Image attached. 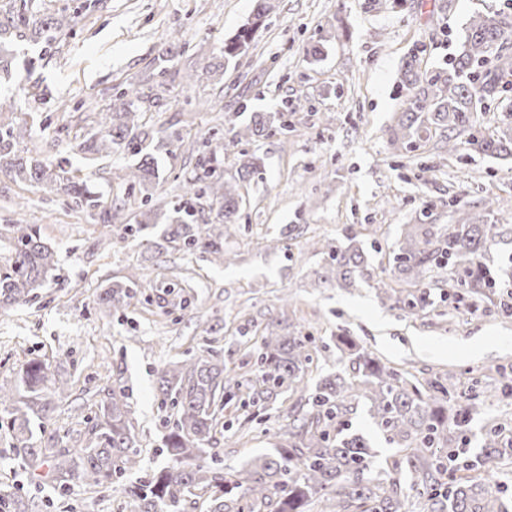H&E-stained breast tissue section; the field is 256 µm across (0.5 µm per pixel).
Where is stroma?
<instances>
[{"mask_svg": "<svg viewBox=\"0 0 512 512\" xmlns=\"http://www.w3.org/2000/svg\"><path fill=\"white\" fill-rule=\"evenodd\" d=\"M255 48L224 70L208 73L225 40L251 22L256 0H35L36 17H75L52 40L13 44L15 64L0 73V96L28 113L31 143L56 164L69 163L106 197L130 194L124 174L134 158L74 154L54 138L59 102L72 126L97 130L116 87L133 84L152 97L141 121L160 129L178 124L185 135L175 157L163 158V178L153 193L160 213L183 202L178 176L187 174L214 130L246 123L255 112L288 110L293 130L243 146H227L225 168L240 150L260 155L265 169L244 188V220L229 225L224 249L232 263L208 254L160 245L159 229L130 236L122 220L104 224L75 216L66 202L39 188L0 177V224L38 225L58 260L60 283H48L28 304L0 310V384H13L31 358L72 373V392L55 401L46 424L63 437L84 429L85 410L123 392L140 446L139 469L112 487H73L62 492L35 484L16 441L0 431V487L29 499L33 512H129L125 486L167 465L166 433L157 396V374L171 363L212 348L226 368L239 369L261 342L265 326L278 320L315 336L326 349L321 366L335 371L336 338L356 337L392 366L448 375L458 392H470L480 371L512 365V316L496 304L474 299L463 310L448 300L447 272L432 289V306L412 316L381 301L393 281L388 254L407 224H456L452 198L473 206L492 199L512 212V159L475 150L449 154L443 137L431 134L413 150L394 153L391 116L405 91L402 68L410 56L434 70L446 66L470 17L504 9L506 0H271ZM175 40L178 55L160 75L158 50ZM321 46L313 59L312 46ZM193 81H185V73ZM332 117L324 125V117ZM25 197V215L11 202ZM357 234L369 254L371 279L345 289L314 287L330 263L331 248ZM278 247H270V240ZM146 278L131 306L104 313L99 294L126 281L135 269ZM480 414L470 415L458 452L474 462L486 430L503 425L512 435V397L497 381ZM292 398L274 404L267 428L239 434L235 405L220 413L235 442L217 443L225 464L239 465L272 452L285 434Z\"/></svg>", "mask_w": 512, "mask_h": 512, "instance_id": "35a3bbf8", "label": "stroma"}]
</instances>
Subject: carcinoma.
<instances>
[{"label": "carcinoma", "mask_w": 512, "mask_h": 512, "mask_svg": "<svg viewBox=\"0 0 512 512\" xmlns=\"http://www.w3.org/2000/svg\"><path fill=\"white\" fill-rule=\"evenodd\" d=\"M32 0H21L20 10L0 20V64L10 52L11 39L29 29L35 35L68 27L75 18L52 21L29 13ZM270 0H256L254 19L224 46L212 73L224 75V67L246 54L271 11ZM401 83L407 90L396 120L392 145L410 149L421 132L434 129L448 139V153L473 149L512 155V121L492 133L483 130L481 112L488 102L512 92V6L493 15H476L466 27L448 70L427 75L416 56L406 61ZM142 93L129 85L113 94L112 107L100 113L98 132L81 137L64 126L58 135L69 139L71 150L109 157L129 151L137 162L129 166L128 182L140 188L159 182L162 166L157 150L173 153L182 146L181 129L171 125L153 132L140 121ZM14 102L0 98V175L15 182L40 187L64 198L76 213L97 215L105 224L119 218L127 206L123 198L107 202L91 190L80 170L55 169L38 152L19 146L31 138L27 123L10 118ZM288 128L286 113L252 114L245 126L224 128L230 144L258 141L272 130ZM203 174L185 180L184 195L191 203L173 209L162 233L173 248L198 250L215 263L230 261L224 253V228L235 224L242 210L241 184L260 171V157L247 152L237 157L235 174L224 179V157L213 150L198 159ZM141 227L158 224L152 195L142 198ZM216 211L215 220L198 224L197 213ZM512 221L486 202L479 210L465 211L461 224L438 228L434 224H407L392 249L396 288L384 289L381 299L414 315L429 305L419 285L437 269L448 268L454 301L464 296L493 300L501 284V270L489 272L478 257L497 236L498 225ZM12 245V262L0 270V309L26 304L38 297V289L60 280L55 254L35 224H0V240ZM331 262L314 287L331 281L354 288L371 277L367 253L360 247L340 246L329 252ZM134 274L99 296L102 307L125 310L139 287ZM279 323L267 325V334L253 354L260 373L255 384L244 375L224 371V360L207 349L160 370L158 396L171 410L163 424L167 433L163 448L170 463L150 474L144 484L128 490L132 512H186L192 498L206 497L207 512H409V495L422 500L426 512H508L504 487L499 481L500 428L485 434L483 451L474 465L459 463L454 443L458 438L459 393L439 376L418 377L400 370L378 355L358 347L351 336L336 337V350L349 368L322 375L314 387L305 379L319 353L316 338L278 332ZM250 386L242 407L252 408L244 421L259 424L267 419L270 403L287 392L304 393L288 413L287 444L272 454L251 458L234 468L217 455L202 458L203 448L216 439L219 394L224 404ZM71 380L50 370L45 362L30 359L22 364L14 386H0V430L22 444L24 464L34 478H48L55 486L110 487L114 480L139 463L138 441L128 417L124 394L114 390L86 418L84 433L63 440L45 435L44 420L53 411V397L64 396ZM385 441L402 453L394 466L400 476L374 466V452L359 434L348 432L346 416L360 403ZM0 512H28V502L8 490H0Z\"/></svg>", "instance_id": "obj_1"}]
</instances>
